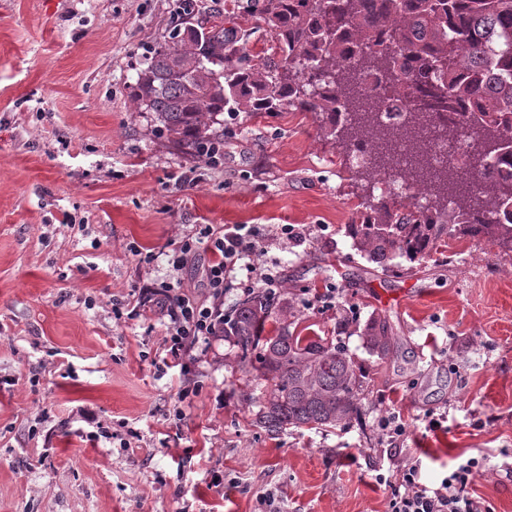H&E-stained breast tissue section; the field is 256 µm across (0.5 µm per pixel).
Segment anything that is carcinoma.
<instances>
[{"label": "carcinoma", "instance_id": "1", "mask_svg": "<svg viewBox=\"0 0 512 512\" xmlns=\"http://www.w3.org/2000/svg\"><path fill=\"white\" fill-rule=\"evenodd\" d=\"M244 22L268 31L270 47L248 52L240 23L180 0L169 40L137 76L136 111L156 113L175 144L208 160L220 154L214 125L225 112L322 118L340 148L364 147L367 177L402 180L433 200L421 209L383 198L348 225L360 252L385 268L423 260L452 225L512 245V148H499L512 138V0H255ZM390 89L408 112L399 126L385 120ZM438 110L461 114L448 140L466 136L467 158L489 154L495 166H433ZM270 318L277 334L259 335ZM224 335L245 355L260 350V427L336 428L357 414L361 387L344 348L295 333L268 300H242ZM365 341L377 356L391 352L383 329Z\"/></svg>", "mask_w": 512, "mask_h": 512}]
</instances>
